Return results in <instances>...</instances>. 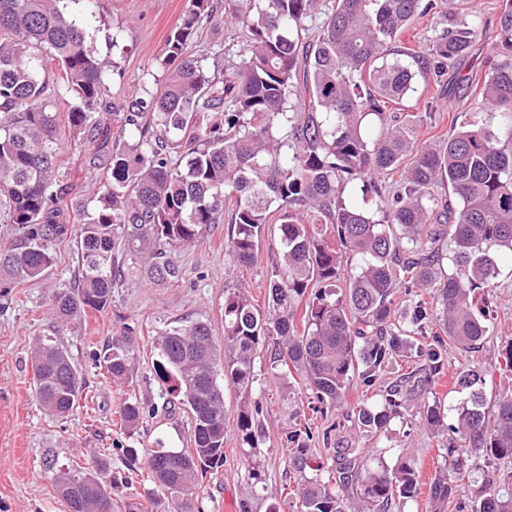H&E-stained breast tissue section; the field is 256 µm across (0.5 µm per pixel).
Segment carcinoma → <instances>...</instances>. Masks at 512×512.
I'll use <instances>...</instances> for the list:
<instances>
[{
    "instance_id": "carcinoma-1",
    "label": "carcinoma",
    "mask_w": 512,
    "mask_h": 512,
    "mask_svg": "<svg viewBox=\"0 0 512 512\" xmlns=\"http://www.w3.org/2000/svg\"><path fill=\"white\" fill-rule=\"evenodd\" d=\"M317 0H230L246 52L205 67L189 54L197 30L213 21L211 0H191L172 30L155 91L135 98L117 124L107 121L110 62L86 47V30L66 0H0V195L17 237L0 242V293L42 278L54 263L51 243L69 231L61 205L57 110H67L69 136L89 149L98 175L90 204L75 211L79 275L54 291L52 314L65 323L81 311H102L116 285V240L143 258L150 283L180 279L168 253L195 243L211 225H231L225 253L248 265L266 225L279 231V257L267 306L243 288L224 293V351L210 325L184 321L157 339L154 370L166 394L190 416L191 448H126L146 480L167 496L170 512H196L199 475L224 464V383L248 390L260 346L276 340L275 363L295 371L324 420L338 408L368 432L382 431L409 397L425 399L448 366V347L476 353L487 338L475 291L489 288L504 255L512 257V151L499 133L462 120L448 140L417 148L416 114L394 108L470 54L476 29L448 26L433 45L410 52L400 36L420 0H333L317 38L304 20ZM482 99L512 140V0H502L498 33ZM295 101H290V96ZM413 161L405 166V157ZM401 172L383 196L376 177ZM374 194V211L359 206ZM452 273L438 278L442 238ZM430 289L404 320L396 319L401 284ZM34 388L44 411L64 418L82 391L80 371L54 336L32 349ZM413 360L388 379L392 360ZM117 382L133 375L130 341L112 339L103 356ZM378 387L376 404L347 406L353 383ZM486 374L456 375L465 394L449 428L444 466L435 474L429 512H447L459 492L468 455L512 462V391L487 399ZM259 402L245 403L235 428L250 489L265 483L259 447ZM120 414L129 433L146 417L138 400ZM418 423L444 427L436 405L423 404ZM312 422L286 434L288 464L300 474L292 494L298 512H389L418 493V460L400 452L392 469L349 439L318 460ZM58 494L75 512H123L106 463L47 461ZM501 474L483 479L472 512H512V487Z\"/></svg>"
}]
</instances>
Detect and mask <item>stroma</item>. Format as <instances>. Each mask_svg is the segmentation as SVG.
<instances>
[{
    "instance_id": "stroma-1",
    "label": "stroma",
    "mask_w": 512,
    "mask_h": 512,
    "mask_svg": "<svg viewBox=\"0 0 512 512\" xmlns=\"http://www.w3.org/2000/svg\"><path fill=\"white\" fill-rule=\"evenodd\" d=\"M226 0H213L216 23L203 26L191 46L201 54L223 52L235 59L245 45L235 25L223 22ZM190 7V0H96L95 16L86 21L89 49L112 59L115 69L108 94L114 111L123 107L142 87L152 81L164 57L167 38ZM501 0H431L429 9L419 13L401 37V44L420 51L431 47L448 24L463 20L477 27L470 55L460 70H448L440 82L419 84L404 102L406 111L422 117L416 129L418 145H434L446 140L456 119L466 116L477 124L498 127V114L486 111L478 91L467 89L463 96L442 98L444 85L456 82L457 75L484 78L486 61L495 45ZM64 196L85 200L94 187V175L84 164V150L76 143L62 145ZM230 227L211 225L191 247L172 251L181 278L171 286L157 287L123 260L112 302L101 312L89 311L65 323L59 340L68 350L83 377V391L73 412L66 418L44 413L32 379L31 347L35 337L48 334L53 317L49 313L52 290L72 285L76 272L74 237L63 236L53 245L55 261L38 281L22 283L0 297V512H67L44 466L45 451L54 452L58 463L81 464L98 455L108 465V476L129 475L132 485L115 484V494L140 504V512H166L167 502L152 484L134 474L124 448L189 447L190 420L183 410L167 412L166 397L153 364L157 353L152 343L166 328L182 321L206 319L216 341L224 339V291L248 289L257 305H264L265 293L277 257L276 228H269L260 241L252 265L235 264L225 253ZM500 273L490 292H478L485 313L489 337L480 352L448 351V370L432 391L427 403H440L446 424L456 421L455 407L461 396L453 390V378L465 369L494 372L496 387H512V369L502 363L501 353L512 342V260L502 259ZM127 336L134 345L135 371L132 380L117 383L107 374L102 354L113 337ZM276 346L266 342L255 360L256 381L252 400L262 407L259 416L261 448L265 454L267 480L252 499V512H266L277 505L280 512H297L291 493L297 483L288 465L285 428L306 393L302 381L282 375L274 368ZM136 399L153 409L137 433L124 429L120 407ZM413 402H406L400 417L394 418L385 433L372 434L345 426V436L372 449L377 461L395 467L400 450L421 462L420 491L413 499H396L390 512H428V489L436 470L443 467L442 438L420 427L414 417ZM247 464L234 430L224 435V464L207 471L201 482L202 512H227L225 497L242 500L247 490Z\"/></svg>"
}]
</instances>
